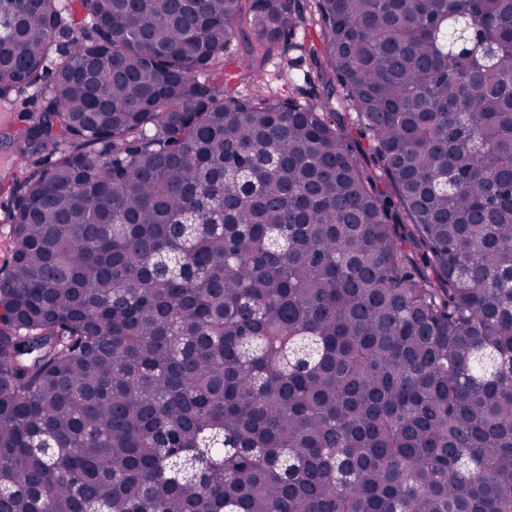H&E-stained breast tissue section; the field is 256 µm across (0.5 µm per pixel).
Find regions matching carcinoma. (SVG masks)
I'll return each mask as SVG.
<instances>
[{
	"instance_id": "cac0c4a2",
	"label": "carcinoma",
	"mask_w": 512,
	"mask_h": 512,
	"mask_svg": "<svg viewBox=\"0 0 512 512\" xmlns=\"http://www.w3.org/2000/svg\"><path fill=\"white\" fill-rule=\"evenodd\" d=\"M312 4L371 168L292 0H0V512H512V0ZM322 49L318 26L308 23L297 29L287 45H279L264 62L253 65L250 77L238 83L239 96L251 98L261 85L278 91L283 97L325 110L322 86L305 79V74L322 59ZM31 90L16 91L6 104L7 115L1 116L0 102V266L9 253V225L6 221L8 211L13 208V185L19 184L36 168L41 159L53 160L48 153L36 154L26 160L18 158L16 146L10 137L12 132L31 123L37 115L36 107L30 101ZM30 111V112H25Z\"/></svg>"
}]
</instances>
